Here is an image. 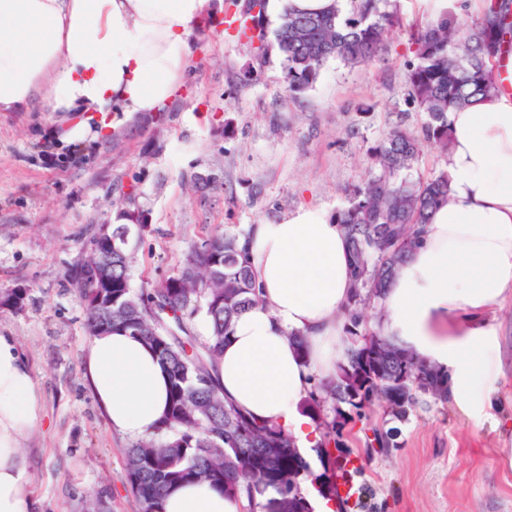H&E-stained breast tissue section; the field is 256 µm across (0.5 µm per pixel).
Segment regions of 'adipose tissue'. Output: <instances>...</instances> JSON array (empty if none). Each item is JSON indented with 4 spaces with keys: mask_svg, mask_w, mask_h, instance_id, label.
Segmentation results:
<instances>
[{
    "mask_svg": "<svg viewBox=\"0 0 512 512\" xmlns=\"http://www.w3.org/2000/svg\"><path fill=\"white\" fill-rule=\"evenodd\" d=\"M211 0H0V112L42 99L52 111L90 109L109 129L159 112L179 95L192 35ZM448 202L385 288L382 335L447 371L465 415H486L498 392L497 330L485 312L512 299V92L497 87L448 113ZM257 305L235 319L214 375L225 401L314 447L316 421L300 406L347 349L352 288L347 238L325 209L304 206L248 229ZM85 377L118 434L154 430L168 375L124 330L91 337ZM42 416V393L12 337L0 335V512H28L23 449ZM165 512H249L205 483L167 490Z\"/></svg>",
    "mask_w": 512,
    "mask_h": 512,
    "instance_id": "1",
    "label": "adipose tissue"
}]
</instances>
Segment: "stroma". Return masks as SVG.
Listing matches in <instances>:
<instances>
[{"mask_svg": "<svg viewBox=\"0 0 512 512\" xmlns=\"http://www.w3.org/2000/svg\"><path fill=\"white\" fill-rule=\"evenodd\" d=\"M404 28L386 37L383 61L327 63L316 84L288 94L277 55L256 63L230 34L224 0L203 18L180 97L157 116L65 147L47 133L98 129L96 112L0 114V294L28 291L20 310H0L39 383L42 418L25 450L33 512H84L89 495L106 512H140L125 476L133 439L111 430L83 380L90 339L71 275L88 255V230L134 197L146 228L131 248V286L150 287L180 267L188 243L209 234L280 222L303 206L336 212L373 174L367 149L396 123L419 131L409 100L407 28L428 19L425 0H394ZM502 410L475 420L422 398L403 425L402 446L366 456L363 485L381 512H512V301L493 313Z\"/></svg>", "mask_w": 512, "mask_h": 512, "instance_id": "obj_1", "label": "stroma"}]
</instances>
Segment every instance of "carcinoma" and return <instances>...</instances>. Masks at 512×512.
Returning <instances> with one entry per match:
<instances>
[{"instance_id":"1","label":"carcinoma","mask_w":512,"mask_h":512,"mask_svg":"<svg viewBox=\"0 0 512 512\" xmlns=\"http://www.w3.org/2000/svg\"><path fill=\"white\" fill-rule=\"evenodd\" d=\"M350 9L331 7L322 14H293L283 9L276 20L267 10L255 17L259 41L270 35L280 59L285 89L301 93L313 87L323 66H346L381 59L385 35L400 27L387 0H349ZM512 38V0H490L469 23L448 12L409 33L414 60L407 65V96L425 113L417 135L403 123L368 149L377 172L351 190L336 211L351 248L354 285L343 317L348 348L336 376L315 382L307 399L309 415L319 420L316 452L343 463L313 475L287 432L261 424L232 405L214 384L212 367L222 356L232 322L256 305L260 295L252 279L244 233L208 235L206 248L188 245L178 274L165 288L151 285L103 288L93 270L80 265L74 281L85 303L87 327L120 328L148 344L167 370V412L149 439L125 451L127 480L141 512H163L168 488L206 482L238 498L272 489L280 503L301 494L310 477L336 495L339 482H357L364 474L348 445L347 424L366 419L380 404L388 428L372 429L366 447L388 453L400 447V425L409 421L419 398L448 401V375L415 359L397 339L371 325L375 300L425 233L433 211L448 202V172L423 178L417 170L422 144L448 151V112L494 89L491 74L498 48ZM203 316L209 334L201 349L192 343L193 321Z\"/></svg>"}]
</instances>
